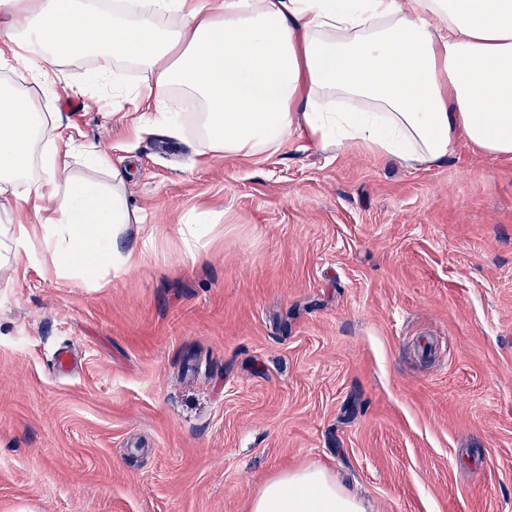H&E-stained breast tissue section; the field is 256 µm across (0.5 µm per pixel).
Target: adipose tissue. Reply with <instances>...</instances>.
I'll return each instance as SVG.
<instances>
[{"mask_svg":"<svg viewBox=\"0 0 512 512\" xmlns=\"http://www.w3.org/2000/svg\"><path fill=\"white\" fill-rule=\"evenodd\" d=\"M0 44L38 46L20 64L47 90L50 58L98 51L101 79L115 62L142 69L140 131L193 135L201 158L270 155L300 130L321 149L358 144L411 169L461 143L512 160V0H0ZM58 126L22 89L0 92V197L29 217L0 226V268L36 259L103 288L107 268L139 265L116 241L142 218L105 151L89 158L109 187L73 178ZM250 512L369 509L311 465L267 481Z\"/></svg>","mask_w":512,"mask_h":512,"instance_id":"ef3b65f1","label":"adipose tissue"}]
</instances>
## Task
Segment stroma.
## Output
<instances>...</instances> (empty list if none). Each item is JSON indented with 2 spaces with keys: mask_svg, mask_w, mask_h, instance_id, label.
I'll list each match as a JSON object with an SVG mask.
<instances>
[{
  "mask_svg": "<svg viewBox=\"0 0 512 512\" xmlns=\"http://www.w3.org/2000/svg\"><path fill=\"white\" fill-rule=\"evenodd\" d=\"M96 66L27 91L74 175L92 146L126 171L144 221L117 248L143 259L104 288L0 271V512H249L304 465L372 512H512V161L411 169L296 131L199 165L136 132L143 73L117 92Z\"/></svg>",
  "mask_w": 512,
  "mask_h": 512,
  "instance_id": "obj_1",
  "label": "stroma"
}]
</instances>
